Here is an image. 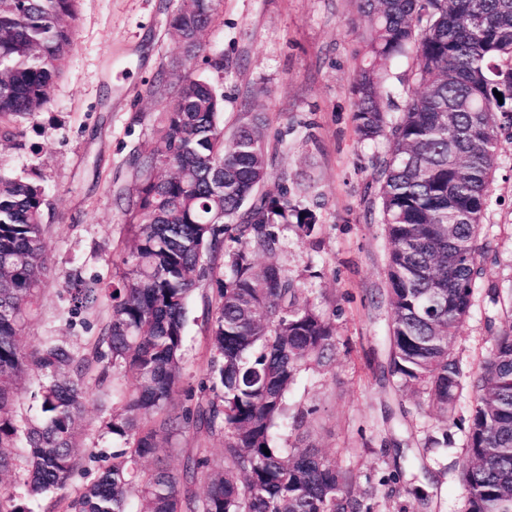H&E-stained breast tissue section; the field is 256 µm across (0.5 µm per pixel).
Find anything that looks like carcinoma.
<instances>
[{"label":"carcinoma","instance_id":"carcinoma-1","mask_svg":"<svg viewBox=\"0 0 512 512\" xmlns=\"http://www.w3.org/2000/svg\"><path fill=\"white\" fill-rule=\"evenodd\" d=\"M77 3L0 0V143L13 142L17 122L48 101L74 46ZM219 5L182 2L169 17L184 75L151 149L136 158L137 183L119 195L127 240L112 286L77 270L65 277L74 309L110 301L88 354L53 340L22 342L48 263V202L41 182L0 172V512H33L81 468L85 379L93 373L98 383L111 374L129 381L105 422L124 447L47 512L370 510L336 459L299 438L286 446L273 439L285 420L303 427L305 414L288 413L287 394L302 372L330 369L336 330L297 278L253 258L276 252L279 225L307 238L318 217L285 188L263 190L272 157L265 113H245L226 134L223 95L194 75L200 35ZM351 28L362 48L351 80L355 134L390 143L373 161L388 243L387 375L398 391L438 409L442 438L428 437L426 447L448 444L464 383L456 336L476 290L504 306L507 318L491 330L488 354L470 377L473 407L455 465L467 512H512V296L483 280V219L500 135L512 128V0H356ZM402 58L410 64L397 77L406 86L398 100L390 79ZM228 238L240 248L226 252ZM221 256L230 278L214 300L209 394L175 414L188 301ZM26 379L35 382V425L17 410ZM190 429L221 434L223 454L215 460L196 448L174 471L159 453L175 451L173 440ZM18 469L22 482H4Z\"/></svg>","mask_w":512,"mask_h":512}]
</instances>
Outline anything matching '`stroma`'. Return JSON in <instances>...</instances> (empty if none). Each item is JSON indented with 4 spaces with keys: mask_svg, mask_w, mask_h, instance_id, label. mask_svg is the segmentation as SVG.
<instances>
[{
    "mask_svg": "<svg viewBox=\"0 0 512 512\" xmlns=\"http://www.w3.org/2000/svg\"><path fill=\"white\" fill-rule=\"evenodd\" d=\"M177 0H79L76 41L41 112L24 120L20 143L0 145V172L40 176L49 188L45 211L49 267L27 328L26 343L53 339L89 352L109 309L74 310L65 289L69 271L111 282L125 237L119 194L132 190L134 159L152 146L172 89L159 83L181 59L167 19ZM353 0H221L200 36V76L224 95V126L246 111L265 113L272 156L266 191L288 187L292 200L312 205L315 240L282 226L276 261L297 277L336 326L329 371L304 372L291 388V408L308 410L307 444L336 457L356 479L370 512H465L455 463L465 451L469 396L456 410L448 445L429 448L438 430L414 397H399L383 379L388 244L374 195L373 160L386 141L358 140L352 123L351 75L361 44L349 26ZM222 55L215 71L206 58ZM483 223L495 257L486 279L512 287V137L503 138ZM219 280L205 282L189 304L182 388L175 407L192 402L206 374L209 306ZM502 312L476 291L470 317L456 341L466 373L478 371L489 350V326ZM111 386L89 382L83 445L90 453L67 482L75 494L97 474L100 456L116 445L103 422ZM423 487L427 499L408 495Z\"/></svg>",
    "mask_w": 512,
    "mask_h": 512,
    "instance_id": "35a3bbf8",
    "label": "stroma"
}]
</instances>
